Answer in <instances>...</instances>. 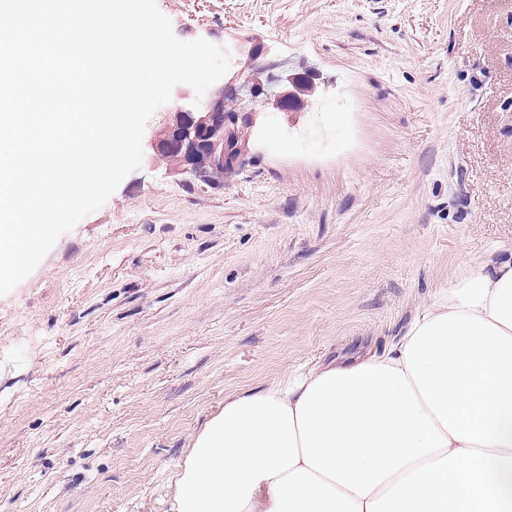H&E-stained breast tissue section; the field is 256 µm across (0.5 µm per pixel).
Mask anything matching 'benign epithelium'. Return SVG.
Masks as SVG:
<instances>
[{
	"mask_svg": "<svg viewBox=\"0 0 512 512\" xmlns=\"http://www.w3.org/2000/svg\"><path fill=\"white\" fill-rule=\"evenodd\" d=\"M253 72V64H244L221 89L201 101L193 111L181 108V97L172 98L167 106L166 122L148 138L151 160L158 166H168L177 151H193L199 146L204 149V159L184 167L197 176L215 171L232 175L250 163L254 156L250 143L232 148L227 145L226 132L230 124L241 121L254 127L266 112L288 111V103L297 88L295 79L284 72L278 76L275 90L265 95L251 87ZM239 87L250 88L251 103L231 116L224 112V96L236 93Z\"/></svg>",
	"mask_w": 512,
	"mask_h": 512,
	"instance_id": "obj_1",
	"label": "benign epithelium"
}]
</instances>
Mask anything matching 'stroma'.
Returning <instances> with one entry per match:
<instances>
[{
  "label": "stroma",
  "mask_w": 512,
  "mask_h": 512,
  "mask_svg": "<svg viewBox=\"0 0 512 512\" xmlns=\"http://www.w3.org/2000/svg\"><path fill=\"white\" fill-rule=\"evenodd\" d=\"M309 82L254 160L143 162L0 296V512H170L226 395L383 351L468 265L512 260V0H157ZM353 145L304 160L324 101Z\"/></svg>",
  "instance_id": "stroma-1"
}]
</instances>
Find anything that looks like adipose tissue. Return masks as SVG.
Wrapping results in <instances>:
<instances>
[{
  "instance_id": "adipose-tissue-1",
  "label": "adipose tissue",
  "mask_w": 512,
  "mask_h": 512,
  "mask_svg": "<svg viewBox=\"0 0 512 512\" xmlns=\"http://www.w3.org/2000/svg\"><path fill=\"white\" fill-rule=\"evenodd\" d=\"M171 512H512V261L466 270L382 353L226 396Z\"/></svg>"
}]
</instances>
